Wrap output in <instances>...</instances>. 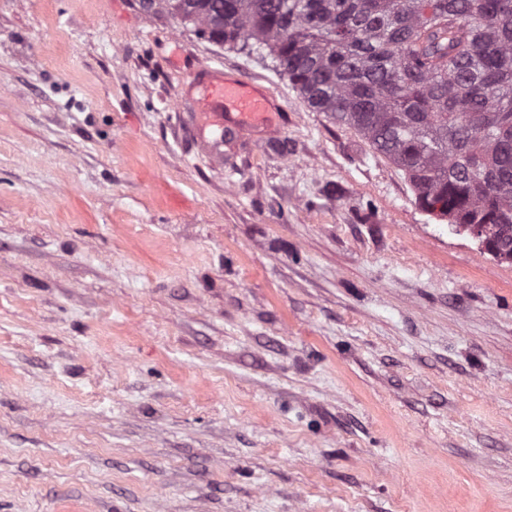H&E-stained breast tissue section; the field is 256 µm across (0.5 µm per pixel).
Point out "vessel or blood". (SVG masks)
<instances>
[{"instance_id":"1","label":"vessel or blood","mask_w":512,"mask_h":512,"mask_svg":"<svg viewBox=\"0 0 512 512\" xmlns=\"http://www.w3.org/2000/svg\"><path fill=\"white\" fill-rule=\"evenodd\" d=\"M204 109L225 131L239 134L252 128L255 118L269 117L271 99L250 82L210 76L203 99Z\"/></svg>"}]
</instances>
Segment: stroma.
Masks as SVG:
<instances>
[{
    "mask_svg": "<svg viewBox=\"0 0 512 512\" xmlns=\"http://www.w3.org/2000/svg\"><path fill=\"white\" fill-rule=\"evenodd\" d=\"M0 512H512V263L267 54L0 0ZM210 72L204 112H210L226 132L240 134L253 127L257 117L269 119L271 99L267 92L242 79L224 80Z\"/></svg>",
    "mask_w": 512,
    "mask_h": 512,
    "instance_id": "35a3bbf8",
    "label": "stroma"
}]
</instances>
